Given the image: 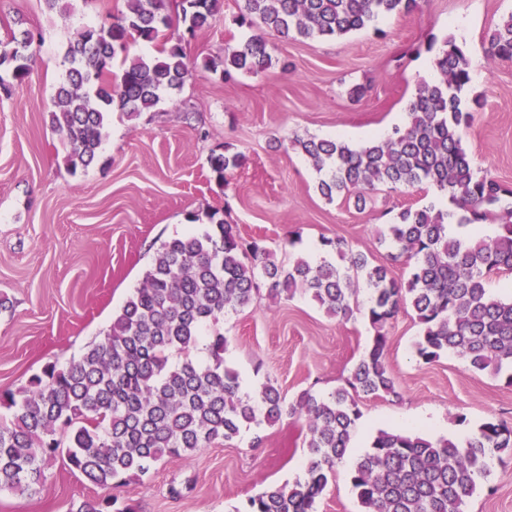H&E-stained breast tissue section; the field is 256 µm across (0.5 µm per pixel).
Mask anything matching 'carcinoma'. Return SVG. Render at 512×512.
<instances>
[{
    "label": "carcinoma",
    "mask_w": 512,
    "mask_h": 512,
    "mask_svg": "<svg viewBox=\"0 0 512 512\" xmlns=\"http://www.w3.org/2000/svg\"><path fill=\"white\" fill-rule=\"evenodd\" d=\"M236 22L255 35L224 53V81L272 65L266 35L336 38L395 14L420 0H241ZM127 13L107 26L87 27L65 51L68 69L55 94L51 125L63 139L72 169L97 157L114 111L131 119L193 75L183 43L210 28L221 0H126ZM151 51L131 57L130 44ZM33 36H12L0 68L28 74ZM486 57L512 60V15L488 34ZM437 78L420 82L407 103V120L380 139L352 146L341 140L296 139L319 175L317 189L332 202L378 184L391 190L428 186L447 200L407 207L384 225V260L376 262L338 237L323 245L345 262L299 256L277 264L260 238L246 241L222 219L202 232L160 245L140 285L112 316L104 338L63 368L50 363L18 392L0 391L10 412L0 423V495L39 496L48 462L61 455L69 468L102 489L142 479L163 460L181 459L251 428L285 419L302 424L308 448L304 476L271 484L249 497L242 512H316L328 475L350 448L361 397L399 398L386 352L387 325L410 307L420 326L416 354L429 364L452 352L492 376L512 370V299L489 289L491 275L512 273V188L475 172L460 130L480 101L467 96L470 64L454 37L434 58ZM120 78L112 81L113 69ZM242 152L213 154L212 176L226 181L242 166ZM499 223L493 237L463 239L448 224ZM403 265L407 279L392 268ZM370 290L366 317L375 334L346 387L323 398L302 392L288 402L269 381L246 392L224 364L228 340L207 333L224 314L240 311L261 289L290 298L301 289L325 312L353 315L354 284ZM205 343L208 357L194 355ZM512 456V426L487 421L465 437L432 441L380 429L354 464L351 484L361 512H463L488 478L496 456ZM70 512H133L110 497L86 498Z\"/></svg>",
    "instance_id": "carcinoma-1"
}]
</instances>
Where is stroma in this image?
<instances>
[{
  "instance_id": "1",
  "label": "stroma",
  "mask_w": 512,
  "mask_h": 512,
  "mask_svg": "<svg viewBox=\"0 0 512 512\" xmlns=\"http://www.w3.org/2000/svg\"><path fill=\"white\" fill-rule=\"evenodd\" d=\"M69 13L44 0H0V41L10 31L34 35L29 73L15 81L0 69V389L19 390L49 363L65 365L102 340L161 243L209 226L212 216L262 237L276 261L313 254L325 238H344L353 251L379 261L378 229L390 213L430 203L433 188L397 191L377 186L365 203L356 196L327 201L318 175L291 142L336 138L358 146L406 120L417 83L435 79L431 37L453 36L471 64L469 96L482 100L463 144L475 170L512 186V60L489 61L487 33L512 14V0H423L420 10L380 19L338 39L272 37V65L225 82L205 68L250 32L235 18L239 0H223L211 28L187 54L193 75L173 98L162 97L138 119L112 113L98 160L77 171L53 130L49 113L68 63L65 50L82 29L110 23L125 0H70ZM365 86L359 99L349 96ZM244 152L247 162L226 182L210 176L208 158ZM359 288L351 318L328 316L304 291L292 299L261 295L225 315L226 365L255 390L272 381L285 399L305 390L327 397L345 387L369 346L372 330ZM419 326L403 311L388 326L387 363L400 399L364 398L351 455L377 429L393 427L431 439L472 432L494 418L512 425V386L474 371L447 353L435 362L415 354ZM160 463L148 478L110 489L137 512H234L266 485L302 477L307 450L299 424L285 420ZM351 464H337L317 512H360ZM32 499L0 496V512H68L72 502L101 490L63 459L47 469ZM177 495H170V488ZM465 512H512V457L493 460L485 490Z\"/></svg>"
}]
</instances>
